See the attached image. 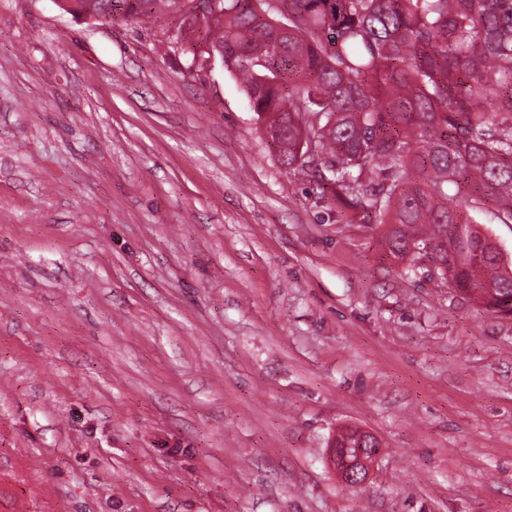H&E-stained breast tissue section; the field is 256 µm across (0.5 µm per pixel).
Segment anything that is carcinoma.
I'll list each match as a JSON object with an SVG mask.
<instances>
[{"label":"carcinoma","mask_w":512,"mask_h":512,"mask_svg":"<svg viewBox=\"0 0 512 512\" xmlns=\"http://www.w3.org/2000/svg\"><path fill=\"white\" fill-rule=\"evenodd\" d=\"M97 23L179 17L196 0H63ZM192 57L237 71L269 146L331 162L336 207L375 212L389 252L512 312V265L473 227L512 222V0H220L182 21Z\"/></svg>","instance_id":"cac0c4a2"}]
</instances>
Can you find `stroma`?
<instances>
[{"instance_id": "35a3bbf8", "label": "stroma", "mask_w": 512, "mask_h": 512, "mask_svg": "<svg viewBox=\"0 0 512 512\" xmlns=\"http://www.w3.org/2000/svg\"><path fill=\"white\" fill-rule=\"evenodd\" d=\"M176 23L0 0V512H512V313L282 167ZM354 451H356L354 454L357 458L351 459L354 456L350 453ZM348 452V458L346 455L343 462H341L334 450L331 461L336 469V475L343 485L350 488H359L366 482L370 467L381 452V445H376L374 448L355 449V447H351L348 448ZM359 463H362L364 468H360Z\"/></svg>"}]
</instances>
